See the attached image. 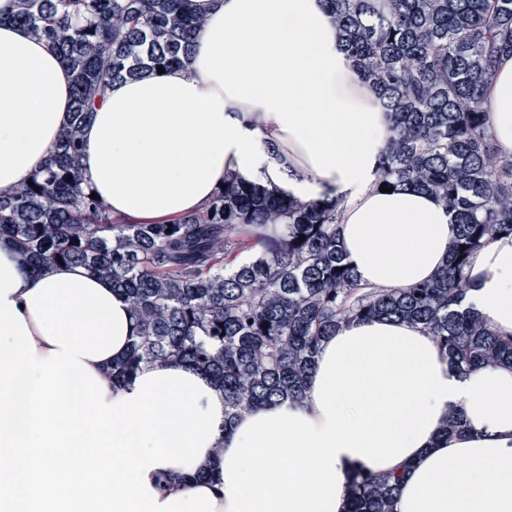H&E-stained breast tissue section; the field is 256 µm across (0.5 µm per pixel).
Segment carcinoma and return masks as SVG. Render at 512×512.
<instances>
[{"mask_svg": "<svg viewBox=\"0 0 512 512\" xmlns=\"http://www.w3.org/2000/svg\"><path fill=\"white\" fill-rule=\"evenodd\" d=\"M324 2L353 72L390 113L376 186L428 191L455 218L450 262L429 282L359 285L339 244L337 197L301 201L232 172L208 207L169 224L112 219L83 186V130L111 83L185 65L204 19L184 0H17L14 20L71 73L73 107L32 184L0 194V242L34 272L80 264L121 291L138 332L113 386L145 364L185 363L223 388L230 423L303 402L321 341L374 317L421 325L461 373L512 365V339L468 306L466 274L475 250L512 235V158L487 134L482 95L512 53V0ZM242 227L262 230L259 248ZM404 477L357 472L347 512H393Z\"/></svg>", "mask_w": 512, "mask_h": 512, "instance_id": "obj_1", "label": "carcinoma"}]
</instances>
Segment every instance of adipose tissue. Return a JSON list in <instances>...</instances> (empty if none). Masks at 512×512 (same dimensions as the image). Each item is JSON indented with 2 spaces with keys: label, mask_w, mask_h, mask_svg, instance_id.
I'll return each instance as SVG.
<instances>
[{
  "label": "adipose tissue",
  "mask_w": 512,
  "mask_h": 512,
  "mask_svg": "<svg viewBox=\"0 0 512 512\" xmlns=\"http://www.w3.org/2000/svg\"><path fill=\"white\" fill-rule=\"evenodd\" d=\"M206 24L189 64L112 84L83 132V178L113 218L204 208L235 172L341 200L360 282L435 278L456 233L433 195L376 186L391 123L354 75L323 0H187ZM0 0V193L28 181L70 119L71 74ZM512 155V56L485 86ZM468 300L512 336V235L469 260ZM137 322L79 264L37 273L0 243V512H346L356 470H405L394 512H512V366L462 375L419 325L351 323L323 341L303 404L224 422V392L182 364L112 385ZM463 435L446 437L449 407Z\"/></svg>",
  "instance_id": "adipose-tissue-1"
}]
</instances>
